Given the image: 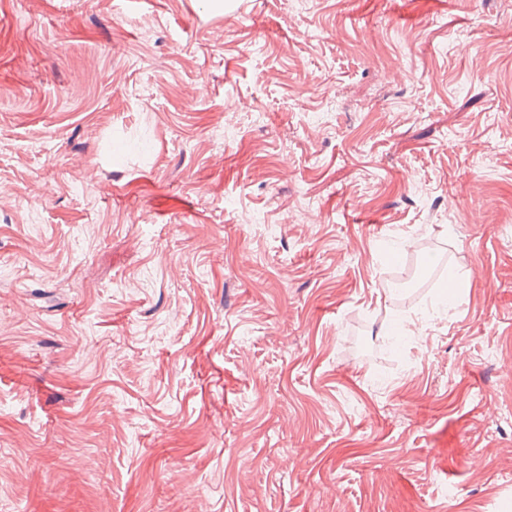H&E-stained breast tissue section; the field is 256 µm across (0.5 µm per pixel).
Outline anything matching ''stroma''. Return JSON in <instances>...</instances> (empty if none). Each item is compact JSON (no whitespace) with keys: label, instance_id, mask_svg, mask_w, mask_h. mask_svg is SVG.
Returning <instances> with one entry per match:
<instances>
[{"label":"stroma","instance_id":"1","mask_svg":"<svg viewBox=\"0 0 512 512\" xmlns=\"http://www.w3.org/2000/svg\"><path fill=\"white\" fill-rule=\"evenodd\" d=\"M512 0H0V512H512Z\"/></svg>","mask_w":512,"mask_h":512}]
</instances>
